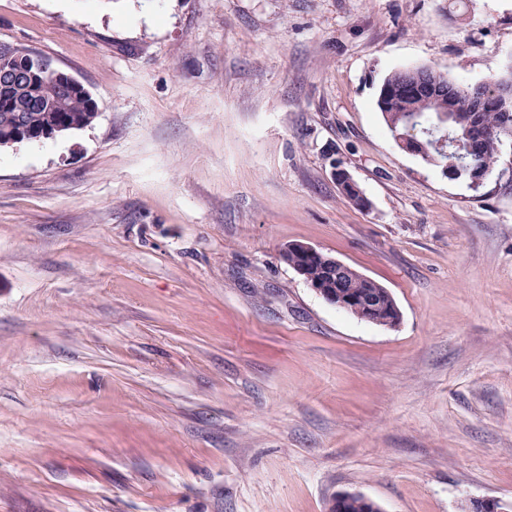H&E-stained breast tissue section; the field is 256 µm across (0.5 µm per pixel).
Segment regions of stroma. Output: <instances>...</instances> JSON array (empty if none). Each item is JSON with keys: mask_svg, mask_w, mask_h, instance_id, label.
Returning <instances> with one entry per match:
<instances>
[{"mask_svg": "<svg viewBox=\"0 0 512 512\" xmlns=\"http://www.w3.org/2000/svg\"><path fill=\"white\" fill-rule=\"evenodd\" d=\"M0 43L99 105L0 149V512L512 503V155L469 190L376 106L396 69L499 74L512 0H0ZM280 259L286 265L289 263L303 277L307 285L330 305L338 309H346L349 303L355 302L367 312V316L363 317L366 320L375 324L386 323L389 327L398 324L400 312L397 307L387 311L388 317H380L382 312L377 289L382 287L370 278H367L370 284V287L367 288V280L356 273H352V276L345 282L344 288L353 291H358L360 288L365 289L353 296L341 290L343 280L348 275L349 270H352L345 263L303 243H293L284 247L281 250ZM310 263H319L329 271L327 279L311 280L310 278H321L323 270L320 265ZM307 268L310 278L307 274ZM357 497L359 499V503H361L362 507L358 504V501H351L348 503L351 498ZM348 503V504H347ZM347 504V505H346ZM382 512L381 507L372 499L355 493H339L333 497L331 503L329 505L330 512ZM363 508V510H362Z\"/></svg>", "mask_w": 512, "mask_h": 512, "instance_id": "stroma-1", "label": "stroma"}]
</instances>
